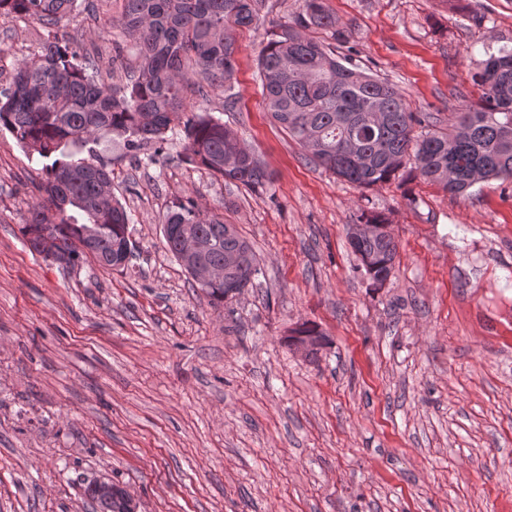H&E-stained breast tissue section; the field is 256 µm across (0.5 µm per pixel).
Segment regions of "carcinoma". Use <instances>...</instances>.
Returning <instances> with one entry per match:
<instances>
[{
	"instance_id": "obj_1",
	"label": "carcinoma",
	"mask_w": 512,
	"mask_h": 512,
	"mask_svg": "<svg viewBox=\"0 0 512 512\" xmlns=\"http://www.w3.org/2000/svg\"><path fill=\"white\" fill-rule=\"evenodd\" d=\"M77 2L0 0V17L33 18L50 28ZM256 17V0H124L121 18L112 25L135 37L140 62L138 75L119 90L98 81L88 72L87 58L56 36L16 64L8 87L0 89V131L43 162L40 190L46 197L31 205L20 227L31 253L39 252L46 229L72 267L86 255L116 271L128 265L133 245L127 213L115 198L107 207L98 204L112 182L98 146L114 138L136 158L145 145H161L177 129L184 135L187 164L252 191L266 186L259 159L232 129L185 103L198 78L212 86L231 81V31L251 27ZM334 25L322 0H304L296 26L269 39L258 58L267 112L314 162L358 187L390 181L410 157L424 180L453 195L491 179H512V50L501 48L477 61L479 102L455 113L448 131L420 138L414 126L423 120L408 110L397 89L297 30ZM164 223L186 224L205 238L213 262L227 252L239 254L233 276L242 289L254 286L259 269L250 244L202 203H172ZM354 253L368 260L364 274L374 286L392 276L397 244L391 232L358 241ZM300 332L310 337L309 354L317 355L323 334L307 322ZM85 493L99 512H127L118 487L107 498L91 482Z\"/></svg>"
}]
</instances>
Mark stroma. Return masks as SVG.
<instances>
[{
  "instance_id": "35a3bbf8",
  "label": "stroma",
  "mask_w": 512,
  "mask_h": 512,
  "mask_svg": "<svg viewBox=\"0 0 512 512\" xmlns=\"http://www.w3.org/2000/svg\"><path fill=\"white\" fill-rule=\"evenodd\" d=\"M303 0H257L236 30L230 88L186 104L264 163L260 192L104 144L130 219L124 271L32 254L20 226L40 199L35 158L0 133V512H95L106 477L139 512H512V180L454 196L400 170L359 188L313 163L262 102L257 59ZM335 29L307 36L388 81L415 134L478 101L486 49H512V0H324ZM123 0H80L57 27L99 79L122 86L135 40ZM47 36L0 18V75ZM233 108H226V98ZM202 200L252 246L255 287L217 304L166 248L173 201ZM380 214L397 243L372 288L348 242ZM325 344L288 347L303 323Z\"/></svg>"
}]
</instances>
